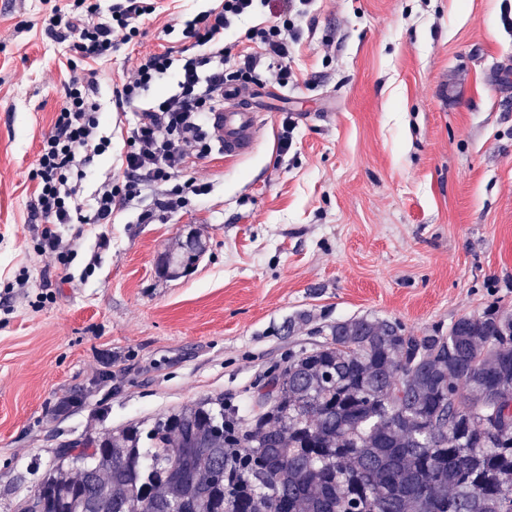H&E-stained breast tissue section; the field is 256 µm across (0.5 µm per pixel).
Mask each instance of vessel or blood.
<instances>
[{"label": "vessel or blood", "mask_w": 512, "mask_h": 512, "mask_svg": "<svg viewBox=\"0 0 512 512\" xmlns=\"http://www.w3.org/2000/svg\"><path fill=\"white\" fill-rule=\"evenodd\" d=\"M248 96L246 88H225L224 105L211 116V136L220 151L230 159H242L251 155L260 134L257 116L246 106Z\"/></svg>", "instance_id": "vessel-or-blood-1"}]
</instances>
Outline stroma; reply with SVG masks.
<instances>
[{
    "instance_id": "35a3bbf8",
    "label": "stroma",
    "mask_w": 512,
    "mask_h": 512,
    "mask_svg": "<svg viewBox=\"0 0 512 512\" xmlns=\"http://www.w3.org/2000/svg\"><path fill=\"white\" fill-rule=\"evenodd\" d=\"M65 2L0 8V512H21L68 443L209 397L246 408L332 322L378 317L419 336L512 310L504 0H310L287 85L264 71L252 85L254 152L190 159L186 175L211 190L177 211L148 195L92 231L56 225L72 250L59 266L34 252L30 174L70 78L68 45L41 27ZM157 3L135 52L96 65L112 147L86 168L85 213L124 175L136 114L117 108L116 85L211 5ZM191 231L206 244L194 270L160 276V255Z\"/></svg>"
}]
</instances>
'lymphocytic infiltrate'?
Returning a JSON list of instances; mask_svg holds the SVG:
<instances>
[{
    "label": "lymphocytic infiltrate",
    "instance_id": "obj_1",
    "mask_svg": "<svg viewBox=\"0 0 512 512\" xmlns=\"http://www.w3.org/2000/svg\"><path fill=\"white\" fill-rule=\"evenodd\" d=\"M256 2L218 0L217 6L194 14L184 22V48L166 47L140 56L134 70L117 84V107L136 106L137 119L126 130L123 179L101 185L90 216L79 203L85 167L112 145L111 133L102 126L94 64L130 46L139 34L136 19L153 13L155 6L151 0H114L106 15L97 0H73L66 8H53L43 21L45 33L68 43V67L81 62L85 69L66 86L54 128L42 140L31 174L36 182L31 215L44 225L39 254H51L61 264L67 260L69 251L52 225L109 223L116 206L132 204L149 192L155 193V206L162 212L183 208L186 195L208 193V183L184 177L183 170L188 158L212 152L206 134L210 113L220 106L225 86L252 81L258 67L287 83L288 44L297 38L295 20L303 16L309 0H280L278 21L249 33L259 54L245 57L242 67L225 73L233 55L224 32L253 13ZM171 73L176 76L174 92L148 98L151 87Z\"/></svg>",
    "mask_w": 512,
    "mask_h": 512
}]
</instances>
